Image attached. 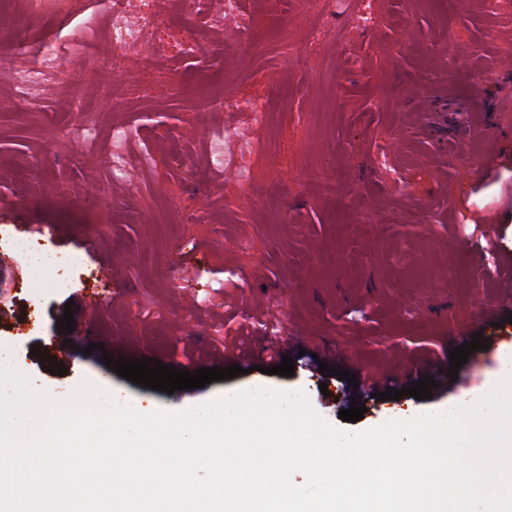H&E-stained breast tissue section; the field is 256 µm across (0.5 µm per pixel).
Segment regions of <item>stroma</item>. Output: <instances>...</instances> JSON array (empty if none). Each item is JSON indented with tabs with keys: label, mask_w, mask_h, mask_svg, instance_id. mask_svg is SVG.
I'll return each mask as SVG.
<instances>
[{
	"label": "stroma",
	"mask_w": 512,
	"mask_h": 512,
	"mask_svg": "<svg viewBox=\"0 0 512 512\" xmlns=\"http://www.w3.org/2000/svg\"><path fill=\"white\" fill-rule=\"evenodd\" d=\"M207 5L222 24L155 0L156 30L116 71L105 0H0V339L61 399L98 376L167 411L301 391L328 424L360 432L468 398L512 360V324L450 389L366 400L356 422L339 416L349 383L337 373L402 376L455 331L473 335L479 306L512 314V266L495 264L512 257V0H334L327 14L243 0L249 38L224 0ZM187 36L213 67L184 60ZM42 45L59 68L17 109L21 50ZM203 108L207 138L193 121ZM115 151L128 171H113ZM19 233L63 261L68 287L31 295L10 246ZM68 307L71 344L57 330ZM261 312L279 319L285 355L315 352L328 372L252 371L168 394L102 359L194 372Z\"/></svg>",
	"instance_id": "35a3bbf8"
}]
</instances>
